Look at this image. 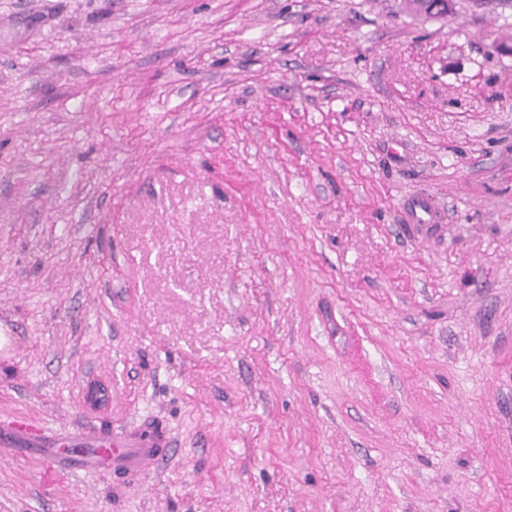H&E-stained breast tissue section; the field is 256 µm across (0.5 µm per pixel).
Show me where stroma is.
Returning a JSON list of instances; mask_svg holds the SVG:
<instances>
[{
	"mask_svg": "<svg viewBox=\"0 0 512 512\" xmlns=\"http://www.w3.org/2000/svg\"><path fill=\"white\" fill-rule=\"evenodd\" d=\"M510 41L506 0H0V428L172 440L0 455V512H512ZM67 442L85 448L80 454H66L57 441L48 440L43 429L26 419L15 421L2 432V452L13 456H36L61 472L99 470L112 465L133 475L158 465L164 458L162 448H171L162 428L141 425L126 428L107 438L90 427L70 433Z\"/></svg>",
	"mask_w": 512,
	"mask_h": 512,
	"instance_id": "1",
	"label": "stroma"
}]
</instances>
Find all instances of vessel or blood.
<instances>
[{"label":"vessel or blood","mask_w":512,"mask_h":512,"mask_svg":"<svg viewBox=\"0 0 512 512\" xmlns=\"http://www.w3.org/2000/svg\"><path fill=\"white\" fill-rule=\"evenodd\" d=\"M78 454L64 453L55 441L47 439L41 427L23 419L0 432V451L15 456H35L61 472L98 470L114 466L138 475L158 465L164 458L163 448L169 437L162 428L136 426L104 437L95 429L84 427L69 434Z\"/></svg>","instance_id":"b4317fda"}]
</instances>
